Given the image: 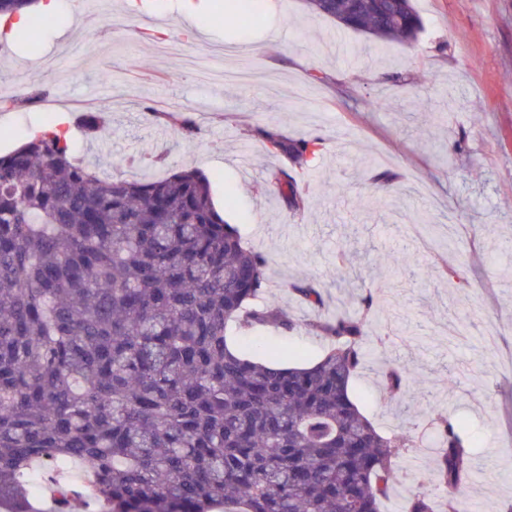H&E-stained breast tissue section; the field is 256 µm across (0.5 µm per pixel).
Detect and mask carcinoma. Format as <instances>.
<instances>
[{"label": "carcinoma", "instance_id": "obj_1", "mask_svg": "<svg viewBox=\"0 0 512 512\" xmlns=\"http://www.w3.org/2000/svg\"><path fill=\"white\" fill-rule=\"evenodd\" d=\"M379 42H414L413 0H305ZM186 136L190 116L153 112ZM274 155L302 165L321 139L261 131ZM273 191L293 212L305 198L284 169ZM267 258L244 246L195 169L101 180L65 137L45 131L0 155V506L36 512H380L406 435L379 433L353 401L365 364L369 293L360 317L310 319L323 356L307 366L261 362L227 333L294 329L267 287ZM288 287L311 309L319 288ZM403 392L407 365L383 372ZM435 487L456 494L471 441L438 419ZM426 492L405 512H434Z\"/></svg>", "mask_w": 512, "mask_h": 512}]
</instances>
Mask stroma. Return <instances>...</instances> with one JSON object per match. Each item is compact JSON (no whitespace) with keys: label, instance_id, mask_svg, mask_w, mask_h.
I'll return each mask as SVG.
<instances>
[{"label":"stroma","instance_id":"35a3bbf8","mask_svg":"<svg viewBox=\"0 0 512 512\" xmlns=\"http://www.w3.org/2000/svg\"><path fill=\"white\" fill-rule=\"evenodd\" d=\"M127 0H60L26 38L0 42V81L23 78L0 108V152L64 122L74 154L102 152L104 180L195 168L246 247L268 256L266 299L297 322L234 333L264 355L308 362L326 347L311 308L290 287L319 286L324 315H360L379 291L394 307L369 326L368 362L352 394L383 435L411 432L382 512L430 489L439 416L454 413L483 463L458 512L512 507V0H415L423 29L409 45L378 43L314 14L303 0H258L257 19L196 26L178 0L128 11ZM46 84L54 111L23 98ZM104 124L81 127L84 101ZM186 112L184 136L151 108ZM318 138L297 167L268 153L258 131ZM296 177L306 207L291 212L268 184ZM466 253L464 280L450 273ZM418 381L390 395L382 371Z\"/></svg>","mask_w":512,"mask_h":512}]
</instances>
